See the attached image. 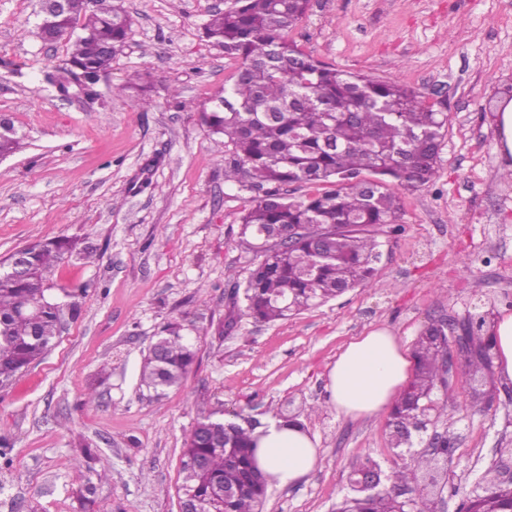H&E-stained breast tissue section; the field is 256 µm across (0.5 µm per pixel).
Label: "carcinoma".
<instances>
[{
    "instance_id": "obj_1",
    "label": "carcinoma",
    "mask_w": 512,
    "mask_h": 512,
    "mask_svg": "<svg viewBox=\"0 0 512 512\" xmlns=\"http://www.w3.org/2000/svg\"><path fill=\"white\" fill-rule=\"evenodd\" d=\"M311 0H232L210 14L205 37L235 59L238 68L224 92L203 112L209 131L224 137V180L263 191L244 209L240 245L254 253L244 285L242 315L274 322L370 284L378 274L379 232L401 230L396 224L398 185L415 189L438 175L448 114L395 77L355 74L323 63L303 51L288 32L306 15ZM131 28L129 15L106 4L73 19L59 15L43 40L58 42L71 30L68 59L44 74L47 85L69 91L84 80L97 94L99 74L112 66L107 48L118 49ZM293 183L330 184L334 189L293 198L281 187ZM293 234L290 248L278 240ZM74 243L49 240L26 246L28 277L18 280L0 265V383L39 362L57 336L61 304L44 287L46 273ZM467 365L487 375L493 342L483 336L485 317L472 315ZM441 329L429 324L414 345L415 371L394 404L391 447L404 444L403 431L417 426L426 404L441 414L454 401L443 379ZM196 351L183 325L167 323L144 356L140 380L162 392L177 388L192 368ZM445 402L434 404L435 391ZM253 427L224 420L214 411L199 418L184 442V456L206 461L200 472L183 470L182 488L193 493L206 512H259L266 489L251 482L255 453ZM433 452L412 454L388 481L414 493L415 512H434L433 490L415 482L439 464ZM235 494L224 499V490ZM469 512H508L512 498L504 491L500 467L488 470L466 495ZM390 491L364 495L350 490L336 512H403Z\"/></svg>"
}]
</instances>
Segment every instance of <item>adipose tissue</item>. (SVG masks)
<instances>
[{
    "instance_id": "adipose-tissue-1",
    "label": "adipose tissue",
    "mask_w": 512,
    "mask_h": 512,
    "mask_svg": "<svg viewBox=\"0 0 512 512\" xmlns=\"http://www.w3.org/2000/svg\"><path fill=\"white\" fill-rule=\"evenodd\" d=\"M407 348L386 329L369 333L337 357L328 374L329 399L337 414L358 418L391 406L409 379ZM258 465L269 484L296 483L319 462L318 440L307 431L272 418L255 428Z\"/></svg>"
}]
</instances>
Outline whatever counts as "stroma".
<instances>
[{
    "mask_svg": "<svg viewBox=\"0 0 512 512\" xmlns=\"http://www.w3.org/2000/svg\"><path fill=\"white\" fill-rule=\"evenodd\" d=\"M131 32L98 98L64 100L42 73L67 41L37 35L38 0H0V115L25 136L0 159V261L31 243L73 241L46 279L78 290L51 350L0 385V512H180L185 437L201 414L266 423L297 418L319 441V463L297 484L268 486L262 512H335L352 467L402 465L389 411L337 415L328 372L352 340L385 328L413 345L432 320L485 314V333L512 313V162L497 114L512 99V0H313L288 34L336 68L396 77L448 114L436 179L400 190L396 234L376 279L288 319L240 316L234 281L250 257L241 216L260 193L224 179L223 138L202 114L231 81L234 59L203 35L230 0H120ZM150 85L140 108L136 87ZM93 249L95 261L79 254ZM180 322L197 350L183 385L159 396L141 386L142 358L162 327ZM466 365L447 414L415 440L452 434L450 487L436 512H458L466 492L512 448V382L476 410ZM94 402H87L88 390ZM97 451L75 469L79 448Z\"/></svg>",
    "mask_w": 512,
    "mask_h": 512,
    "instance_id": "stroma-1",
    "label": "stroma"
}]
</instances>
